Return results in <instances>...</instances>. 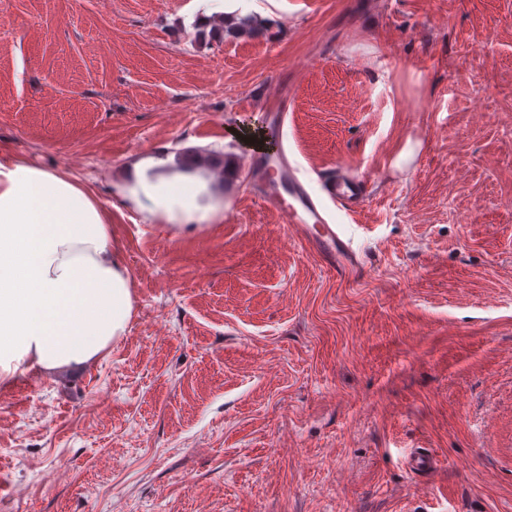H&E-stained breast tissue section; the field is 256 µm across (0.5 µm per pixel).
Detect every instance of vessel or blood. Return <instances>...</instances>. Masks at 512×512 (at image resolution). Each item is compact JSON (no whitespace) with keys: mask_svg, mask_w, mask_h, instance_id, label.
Masks as SVG:
<instances>
[{"mask_svg":"<svg viewBox=\"0 0 512 512\" xmlns=\"http://www.w3.org/2000/svg\"><path fill=\"white\" fill-rule=\"evenodd\" d=\"M324 186L336 204L350 209L356 207L361 194L360 181L332 177L325 181ZM288 189L296 201L295 206L288 209L289 217L304 233L309 248L336 273L357 276L361 263L350 242L337 231L335 225L328 223L323 209L296 177H289Z\"/></svg>","mask_w":512,"mask_h":512,"instance_id":"1","label":"vessel or blood"}]
</instances>
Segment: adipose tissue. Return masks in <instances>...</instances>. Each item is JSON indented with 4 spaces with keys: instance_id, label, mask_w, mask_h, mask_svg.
Segmentation results:
<instances>
[{
    "instance_id": "ef3b65f1",
    "label": "adipose tissue",
    "mask_w": 512,
    "mask_h": 512,
    "mask_svg": "<svg viewBox=\"0 0 512 512\" xmlns=\"http://www.w3.org/2000/svg\"><path fill=\"white\" fill-rule=\"evenodd\" d=\"M156 161L128 167L121 191L147 218L186 226L224 201L209 179ZM133 309L105 208L70 174L0 159V378L20 365L49 375L95 363Z\"/></svg>"
}]
</instances>
